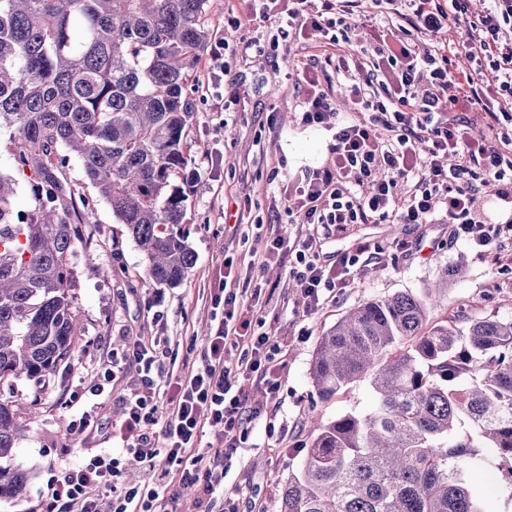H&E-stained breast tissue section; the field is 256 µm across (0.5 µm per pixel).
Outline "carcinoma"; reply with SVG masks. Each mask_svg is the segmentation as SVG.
Here are the masks:
<instances>
[{"label":"carcinoma","instance_id":"1","mask_svg":"<svg viewBox=\"0 0 512 512\" xmlns=\"http://www.w3.org/2000/svg\"><path fill=\"white\" fill-rule=\"evenodd\" d=\"M212 0H0V128L37 207L13 203L0 173V385L41 387L81 343L72 258L92 212L67 175L71 156L127 226L156 288L195 264L182 223L198 180L189 153L192 74ZM410 294L368 301L322 336L311 374L329 400L366 384L369 412L310 430L280 512H497L472 472L507 474L512 500V317L433 323ZM24 424L0 399V500L31 471L12 459Z\"/></svg>","mask_w":512,"mask_h":512}]
</instances>
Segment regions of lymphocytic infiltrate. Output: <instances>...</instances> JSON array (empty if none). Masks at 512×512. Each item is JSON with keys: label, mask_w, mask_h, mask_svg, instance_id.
I'll return each instance as SVG.
<instances>
[{"label": "lymphocytic infiltrate", "mask_w": 512, "mask_h": 512, "mask_svg": "<svg viewBox=\"0 0 512 512\" xmlns=\"http://www.w3.org/2000/svg\"><path fill=\"white\" fill-rule=\"evenodd\" d=\"M309 0H296L285 27L328 34L340 51L333 60L337 79L347 80L351 102L368 112L366 123L339 120L330 152L332 164L309 173L298 212L303 224H452L472 246L512 236V217L492 223L471 182L473 171L499 183L498 201L512 210V159L496 146L502 121L512 122V43L501 41L512 27V0H323L312 13ZM357 22L372 30L368 46L356 49L348 32ZM406 24L407 39L395 38ZM464 31L454 44L437 43L438 34ZM465 55L470 67L453 71L452 59ZM459 95L444 96L449 83ZM484 115L485 130L474 133L468 112ZM391 131L382 139L379 128ZM457 157L446 168L439 157ZM384 178H376V171ZM365 194H358V187ZM264 248L261 265L295 257L302 267L298 285L309 308H317L338 286L336 273L318 263L315 236L288 243L274 232H256ZM223 308L201 351V364L176 379L164 378L173 359L168 337L136 342L113 353V366L139 367L137 387L122 400L124 420L118 452L94 455L62 472L48 490L41 512H98L96 490L112 486V512H179L172 484L192 490L197 505L211 501L224 485V470L249 427L262 415L251 404L249 384L276 392L277 348L269 336L251 331L243 295L219 288ZM221 426L225 448L197 449L204 426ZM149 467L151 483H116L122 461Z\"/></svg>", "instance_id": "f902f5d3"}]
</instances>
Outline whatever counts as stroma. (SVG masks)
Masks as SVG:
<instances>
[{
    "instance_id": "stroma-1",
    "label": "stroma",
    "mask_w": 512,
    "mask_h": 512,
    "mask_svg": "<svg viewBox=\"0 0 512 512\" xmlns=\"http://www.w3.org/2000/svg\"><path fill=\"white\" fill-rule=\"evenodd\" d=\"M287 13L288 0H276L261 17L254 0H215L208 14L213 35L195 67L188 136L200 179L183 224L195 265L180 286H149L143 253L108 205L97 200L79 161L71 160L68 176L78 193L96 200L83 227L96 241L94 254L73 259L81 348L58 368L47 390L26 380L0 387V396L36 405L14 458L34 477L21 495L0 501V512H39L48 487L65 468L120 446L118 411L138 383L137 365L126 363L112 390L98 397L97 428L70 431L74 410L67 405L85 380L110 368L117 346L166 336L176 355L174 374L199 365L204 340L218 324L210 293L224 280L225 257H233L241 282L271 297L255 329L280 347L279 388L270 396L252 387V398L262 401L265 412L229 461L224 490L214 496L211 512H224L229 498L241 512H277L285 482L300 471L309 420L372 409L368 387L324 401L311 378L321 337L356 306L401 292L423 299L434 292L441 296L431 313L437 322L512 317V237L479 249L458 238L451 224L310 225L289 217L306 174L332 158L334 124H303L300 105L309 79L320 74L335 49L317 31L280 38L278 25ZM254 219L291 240L314 233L325 267L336 266L342 255L359 254L345 288L318 309H307L296 286L295 260L253 265ZM93 263L106 268L107 277L94 275ZM456 268L460 276L445 278V271Z\"/></svg>"
}]
</instances>
